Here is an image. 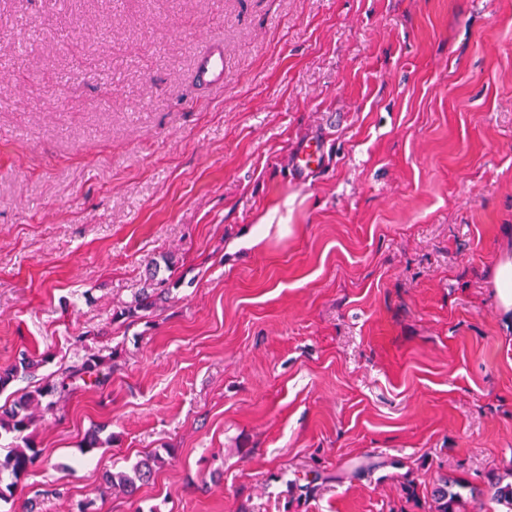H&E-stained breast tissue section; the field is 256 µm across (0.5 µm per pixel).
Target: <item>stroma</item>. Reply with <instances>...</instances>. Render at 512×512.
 <instances>
[{"label":"stroma","mask_w":512,"mask_h":512,"mask_svg":"<svg viewBox=\"0 0 512 512\" xmlns=\"http://www.w3.org/2000/svg\"><path fill=\"white\" fill-rule=\"evenodd\" d=\"M209 35L220 91L193 79ZM265 219L289 233L245 247ZM511 227L512 0H0V369L112 360L36 417L44 463L0 512H430L441 478L485 488L512 472ZM166 257V303L117 317ZM151 453L134 498L101 491ZM323 163L322 143L315 140L305 144L293 157L292 170L297 178L305 179L316 172ZM492 282L500 312L512 323V251L507 245L493 268ZM45 361L43 359H35L26 350L20 351L18 357L15 359V363L7 370L3 375L0 374V387L8 382L10 375L18 374L21 372L24 377L32 376L35 377L36 372L42 367Z\"/></svg>","instance_id":"obj_1"}]
</instances>
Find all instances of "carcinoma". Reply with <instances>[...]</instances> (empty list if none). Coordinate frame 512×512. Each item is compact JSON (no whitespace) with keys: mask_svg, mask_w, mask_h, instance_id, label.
Returning <instances> with one entry per match:
<instances>
[{"mask_svg":"<svg viewBox=\"0 0 512 512\" xmlns=\"http://www.w3.org/2000/svg\"><path fill=\"white\" fill-rule=\"evenodd\" d=\"M160 266L148 269L145 285L139 289L133 299L122 307L121 317H134L140 311L156 306L157 301L169 294L167 279L159 276ZM44 360L36 359L23 350L15 359V363L6 373L0 374V387L4 386L10 376L20 373L24 376H35L42 367ZM112 377V365L98 358H87L71 365L61 372L60 380H45V384L25 393L8 408L0 410V430L21 434L29 429L35 419V411L52 414L56 410L57 401L53 397L63 396L75 390L77 382L104 386ZM41 459L40 451L28 442L25 447L16 446L8 450L5 458L0 460V473L10 472L13 478L20 479ZM162 463V457L153 454L135 463L129 470L120 472L106 471L102 475L105 488L117 492L129 499L133 498L139 485L149 481L154 469ZM486 494L489 499L504 507L503 512H512V482L503 483L500 477L488 478ZM432 512H459L458 505L461 495L453 491V482L444 477L430 491Z\"/></svg>","mask_w":512,"mask_h":512,"instance_id":"cac0c4a2","label":"carcinoma"}]
</instances>
